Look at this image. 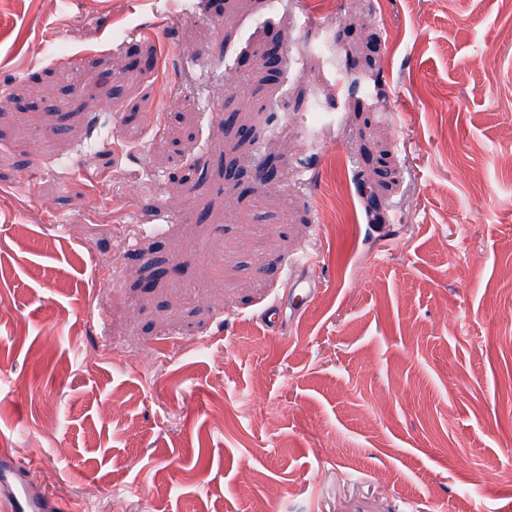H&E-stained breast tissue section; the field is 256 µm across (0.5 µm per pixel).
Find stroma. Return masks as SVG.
I'll use <instances>...</instances> for the list:
<instances>
[{"instance_id": "obj_1", "label": "stroma", "mask_w": 512, "mask_h": 512, "mask_svg": "<svg viewBox=\"0 0 512 512\" xmlns=\"http://www.w3.org/2000/svg\"><path fill=\"white\" fill-rule=\"evenodd\" d=\"M1 448L62 512H512V0H0Z\"/></svg>"}]
</instances>
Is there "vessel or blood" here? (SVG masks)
Instances as JSON below:
<instances>
[{
    "label": "vessel or blood",
    "instance_id": "1",
    "mask_svg": "<svg viewBox=\"0 0 512 512\" xmlns=\"http://www.w3.org/2000/svg\"><path fill=\"white\" fill-rule=\"evenodd\" d=\"M59 504L33 480L29 468L0 458V512H58Z\"/></svg>",
    "mask_w": 512,
    "mask_h": 512
}]
</instances>
